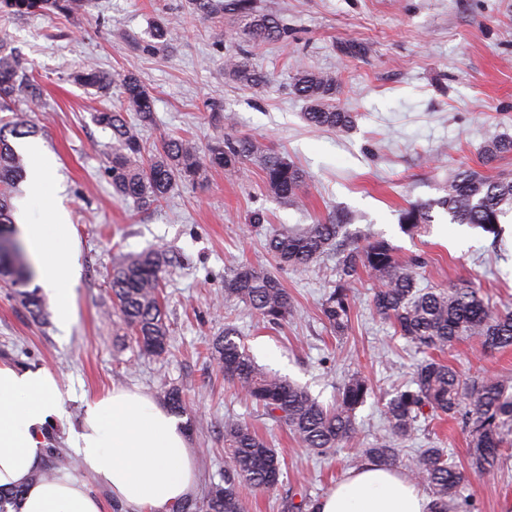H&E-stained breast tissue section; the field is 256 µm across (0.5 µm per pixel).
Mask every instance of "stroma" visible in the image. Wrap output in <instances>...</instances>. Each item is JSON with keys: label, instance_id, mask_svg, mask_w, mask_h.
I'll list each match as a JSON object with an SVG mask.
<instances>
[{"label": "stroma", "instance_id": "stroma-1", "mask_svg": "<svg viewBox=\"0 0 512 512\" xmlns=\"http://www.w3.org/2000/svg\"><path fill=\"white\" fill-rule=\"evenodd\" d=\"M185 4L90 0L84 14L67 21L50 14L0 16V38L32 65L43 89L45 109L29 120L54 167L47 196L32 202L33 219L47 223L51 207L64 208L82 266L77 321L65 337L51 300H44V315L36 319L0 286V361L43 367L61 380L68 393L65 414L48 430L58 448L68 445L83 396L137 387L157 399L162 386L178 388L186 399L179 418L199 470L191 498L197 508L211 485L223 483L230 465L225 418L249 423L282 462L272 490L244 488L249 512H287L289 498H322L362 464L361 449L383 433L384 399L406 387L424 354L373 313L374 280L364 273L352 286L351 328L336 335L320 313L336 283L335 254L298 274L278 267L266 239L280 227L343 212L353 237L380 236L400 260L423 258L419 287L466 282L493 308L512 309V214L496 238L450 223L439 208L423 233L411 236L399 226L408 203L442 197L456 171L481 169L488 142L512 136V0H259L262 9L284 18L288 38L249 45L252 63L269 77L257 90L225 79L217 21L190 15ZM162 17L181 20L172 47L144 52ZM353 44L362 46L361 54H345ZM299 61L335 73L336 102L356 116L352 130L307 125L306 103L290 87ZM88 63L117 76L135 74L150 89L154 121L138 129L147 145L184 137L203 147L227 133L258 136L305 171L303 206L270 196L254 162L233 175L211 171L202 187L177 186L146 212L117 197L105 173L112 133L93 119L117 99L73 82L72 73ZM216 108L233 116V126L212 122ZM257 213L263 223H253ZM159 246L171 259L160 291L170 347L144 356L117 314L109 280L116 258ZM240 262L274 272L288 288L296 300L288 323L272 327L245 305L225 307L224 275ZM228 322L260 366L305 387L323 405L335 404L347 376L361 373L372 393L356 413L357 446L317 455L225 381L208 348ZM436 358L467 378L491 375L512 383V349L484 352L463 337ZM468 442L461 419L443 416L420 421L398 448L404 458L420 448H443L464 466ZM462 494L471 501L470 512H512V466L470 479Z\"/></svg>", "mask_w": 512, "mask_h": 512}]
</instances>
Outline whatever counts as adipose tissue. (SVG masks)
<instances>
[{
    "instance_id": "adipose-tissue-1",
    "label": "adipose tissue",
    "mask_w": 512,
    "mask_h": 512,
    "mask_svg": "<svg viewBox=\"0 0 512 512\" xmlns=\"http://www.w3.org/2000/svg\"><path fill=\"white\" fill-rule=\"evenodd\" d=\"M15 229L58 323L70 328L80 276L73 225L59 211L50 224L20 217ZM63 402L48 370L0 362V487H24L18 512H104L83 480L35 477L43 466L45 430L60 417ZM69 442L81 469L124 512H170L195 489L196 463L185 432L140 391L115 388L85 399ZM428 504L405 476L368 462L320 499L316 512H427Z\"/></svg>"
}]
</instances>
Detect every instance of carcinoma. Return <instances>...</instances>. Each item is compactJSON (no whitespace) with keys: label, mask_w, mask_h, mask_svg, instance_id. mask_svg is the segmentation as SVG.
Segmentation results:
<instances>
[{"label":"carcinoma","mask_w":512,"mask_h":512,"mask_svg":"<svg viewBox=\"0 0 512 512\" xmlns=\"http://www.w3.org/2000/svg\"><path fill=\"white\" fill-rule=\"evenodd\" d=\"M86 2L0 0V13L14 18L52 13L70 19L84 12ZM187 8L202 20L226 14L245 18L239 35L248 42L280 41L288 36L283 20L262 10L257 0H187ZM172 30L170 20L155 21L153 42L143 50L154 53L168 48ZM224 76L250 89L268 82V76L253 67L242 48L224 55ZM74 81L104 96L112 93V87H119L122 106L95 113L94 121L112 131V156L107 168L112 189L122 198L133 199L138 209L147 211L157 206L179 182L202 185L210 171L222 169L232 174L250 161L260 163L269 194L289 205L301 202L306 174L285 157L270 152L258 137L226 135L203 150L189 139L170 138L149 149L125 118V113L135 112L144 123L153 119V97L140 78L127 74L118 80L87 64L75 73ZM292 89L307 103L303 117L309 124L339 132L354 126L355 115L336 106V77L332 74L299 66ZM41 100L40 84L26 62L0 38V112L12 113L7 122H0V183H14L25 175L23 160L8 137L36 135L17 105L37 106ZM505 154H512V138L493 141L483 151L488 161ZM444 192L433 205H408L400 219L404 232L413 235L432 223L435 205L448 213L450 223L472 224L489 232L500 224V217L512 212V178L464 169L448 180ZM13 224L10 198L0 195V274L9 279L15 296L28 312L38 317L42 302L36 291L28 290L33 274ZM344 228L345 223L338 218L300 228L283 227L266 243L267 251L280 266L295 271L306 270L328 250L336 251L338 280L321 304L322 315L336 335H344L349 328L353 308L349 285L365 272L377 282L372 297L374 312L418 348L444 350L463 336L477 339L485 351L512 348L511 310L492 309L481 291L470 285L448 290L418 288L416 268L420 259L402 265L386 239L372 238L359 245ZM167 264L166 252L154 250L121 260L112 273V297L118 314L147 355H159L168 346L169 330L159 296L161 274ZM224 303H243L271 326H281L295 314L294 299L280 279L248 263L225 273ZM237 336L235 327L224 326V334L211 344V356L224 372V379L262 406L265 416L286 424L304 447L321 455L333 454L355 441L356 410L370 394V385L363 376L350 375L339 390L336 405L326 408L300 385L258 366L245 346L235 340ZM163 397L173 411L184 410L185 400L179 389L166 388ZM426 408L437 415L461 417L470 434L468 465L474 476L492 472L503 463V449L512 446V385L491 377L467 382L451 365L433 358L416 367L406 390L386 401L385 433L374 446L362 449L363 455L386 469L401 465L396 445L413 434ZM224 449L230 455L232 469L224 472V484L208 490L203 512H247L241 486L273 488L282 474L281 460L276 449L251 425L230 417L224 420ZM47 452L49 467L43 476L71 467L63 449L49 448ZM405 467L411 480L429 489L428 512H452L461 498L465 475L444 449L423 448ZM23 493L20 487L0 488V512H9L8 507L16 506Z\"/></svg>","instance_id":"cac0c4a2"}]
</instances>
